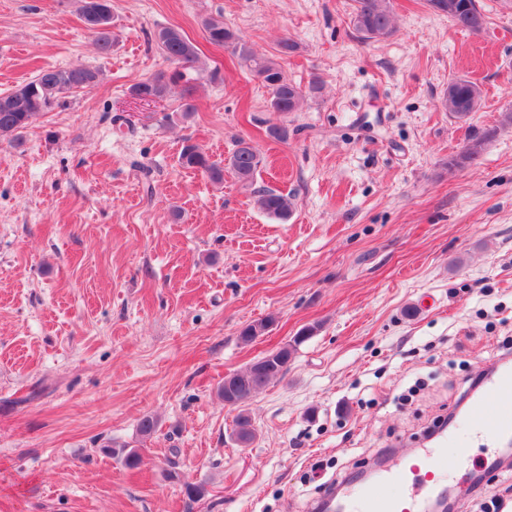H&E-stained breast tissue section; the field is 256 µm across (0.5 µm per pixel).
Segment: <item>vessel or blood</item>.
I'll return each mask as SVG.
<instances>
[{
    "label": "vessel or blood",
    "mask_w": 512,
    "mask_h": 512,
    "mask_svg": "<svg viewBox=\"0 0 512 512\" xmlns=\"http://www.w3.org/2000/svg\"><path fill=\"white\" fill-rule=\"evenodd\" d=\"M478 440L496 441L512 437V371L491 377L484 394L475 398L466 417ZM448 470L445 443L413 450L392 460L372 484L354 490L346 504L347 512H423V498L439 489L438 476ZM399 485V498L387 495L388 487Z\"/></svg>",
    "instance_id": "vessel-or-blood-1"
}]
</instances>
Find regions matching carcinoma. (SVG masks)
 <instances>
[{
  "mask_svg": "<svg viewBox=\"0 0 512 512\" xmlns=\"http://www.w3.org/2000/svg\"><path fill=\"white\" fill-rule=\"evenodd\" d=\"M76 2L81 20L95 36L98 53L109 54L112 50V5L94 6L92 0ZM427 5L434 13L447 17L454 26L471 33L482 31L486 24L477 0H427ZM350 22L365 42L388 37L392 31L390 0H354ZM205 32L210 44L218 48L232 46L233 54L269 89L271 111L283 113L301 109L306 93L286 79L277 60L257 56L246 39L222 20H208ZM154 38L157 46L174 64V69L168 74L160 73L135 84L131 93L142 100L162 99L170 86L183 81L185 87L180 108L183 117L188 118L196 110L193 103L194 82L204 76L215 80L219 70L207 69L197 46L175 28L163 27L154 34ZM99 77L100 71L90 67H49L40 70L33 79L0 93V140L15 147L20 146L22 134L33 118L63 105V95L93 85ZM480 102L481 90L474 82L461 77L448 81L444 107L457 120L467 121L477 111ZM492 135L493 132L488 131L480 137L469 139L459 154L448 159V168H461L474 162ZM178 162L182 168L200 171L212 182L220 184L224 182L226 168L242 182L253 181L260 159L258 150L241 140L224 165L212 160L199 144L188 139L181 147ZM257 205L267 215L281 221L287 220L290 215L288 197L272 189L259 192ZM271 323L272 319L269 318L245 326L240 331L239 340L245 344L254 341L265 334ZM312 334L313 329L308 328L293 343L270 351L245 369L224 377L218 394L225 405L238 410L234 431L236 441L245 444L254 440L255 431L247 406L269 382L287 373L297 346ZM112 455L121 456L128 468H135L141 463V454L136 448H114Z\"/></svg>",
  "mask_w": 512,
  "mask_h": 512,
  "instance_id": "cac0c4a2",
  "label": "carcinoma"
}]
</instances>
